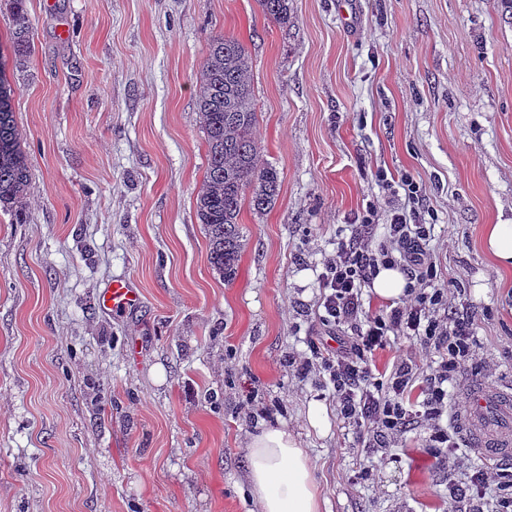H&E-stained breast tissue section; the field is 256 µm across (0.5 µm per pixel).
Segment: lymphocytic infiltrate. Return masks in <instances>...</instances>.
<instances>
[{"label": "lymphocytic infiltrate", "instance_id": "obj_1", "mask_svg": "<svg viewBox=\"0 0 512 512\" xmlns=\"http://www.w3.org/2000/svg\"><path fill=\"white\" fill-rule=\"evenodd\" d=\"M379 206L370 203L350 227L337 234L336 247L322 263L318 276V320L329 330H351L352 338L337 347L311 342L305 354L291 356L288 370L298 381L318 376L330 391L336 411L352 427L364 448H385L411 425L428 430L430 454L451 453L448 462V512H484L488 488L502 490L499 512H512V477L497 467H462L455 453L459 444L444 425L448 387L464 373L491 377L494 367L479 355L475 317L460 309L453 286L437 283L436 263L429 248L434 232L421 212L393 208L390 221L379 226ZM402 267L407 273L403 298L382 314H369L364 290L382 267ZM408 339L423 355H437L436 366L419 376L417 364L398 354L386 374L373 373L368 356L386 347L389 337ZM422 385V400L407 397L414 383ZM470 487L469 510H462V487Z\"/></svg>", "mask_w": 512, "mask_h": 512}]
</instances>
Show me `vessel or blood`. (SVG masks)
Listing matches in <instances>:
<instances>
[{"mask_svg": "<svg viewBox=\"0 0 512 512\" xmlns=\"http://www.w3.org/2000/svg\"><path fill=\"white\" fill-rule=\"evenodd\" d=\"M140 302L139 292L126 279L116 278L98 304L126 312ZM452 419L466 445L485 462L512 459V392L492 385L478 387L455 409Z\"/></svg>", "mask_w": 512, "mask_h": 512, "instance_id": "obj_1", "label": "vessel or blood"}]
</instances>
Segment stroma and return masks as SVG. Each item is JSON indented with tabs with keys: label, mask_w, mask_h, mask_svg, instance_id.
Here are the masks:
<instances>
[{
	"label": "stroma",
	"mask_w": 512,
	"mask_h": 512,
	"mask_svg": "<svg viewBox=\"0 0 512 512\" xmlns=\"http://www.w3.org/2000/svg\"><path fill=\"white\" fill-rule=\"evenodd\" d=\"M32 53L0 56L31 175L25 223L0 210V512H257L245 446L283 427L322 512H448V458L411 427L360 448L289 355L336 230L413 176L441 281L475 315L493 385L512 389V268L485 253L512 221V12L501 0H26ZM252 60L264 163L279 195L243 207L233 280L196 217L207 169L198 78L213 36ZM143 303L101 309L114 277ZM329 426L314 428L310 403ZM374 463L372 475L359 462Z\"/></svg>",
	"instance_id": "35a3bbf8"
}]
</instances>
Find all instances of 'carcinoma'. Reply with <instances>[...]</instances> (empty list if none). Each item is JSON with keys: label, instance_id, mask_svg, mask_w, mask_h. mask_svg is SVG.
Returning a JSON list of instances; mask_svg holds the SVG:
<instances>
[{"label": "carcinoma", "instance_id": "cac0c4a2", "mask_svg": "<svg viewBox=\"0 0 512 512\" xmlns=\"http://www.w3.org/2000/svg\"><path fill=\"white\" fill-rule=\"evenodd\" d=\"M280 25L291 19L292 0H259ZM32 24L26 0H13L12 49L15 59L31 53ZM197 110L206 133L208 162L197 193L196 214L209 243V263L224 280L236 275L244 248L239 216L244 203L262 212L278 192V172L260 164L254 129L258 123L249 72V55L233 36H218L199 74ZM23 138L15 121L12 89L0 62V206L13 205L14 221L25 223L23 200L30 187V170Z\"/></svg>", "mask_w": 512, "mask_h": 512}]
</instances>
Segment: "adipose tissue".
Segmentation results:
<instances>
[{
  "instance_id": "1",
  "label": "adipose tissue",
  "mask_w": 512,
  "mask_h": 512,
  "mask_svg": "<svg viewBox=\"0 0 512 512\" xmlns=\"http://www.w3.org/2000/svg\"><path fill=\"white\" fill-rule=\"evenodd\" d=\"M248 481L260 512H321L309 457L283 428H267L246 446Z\"/></svg>"
}]
</instances>
